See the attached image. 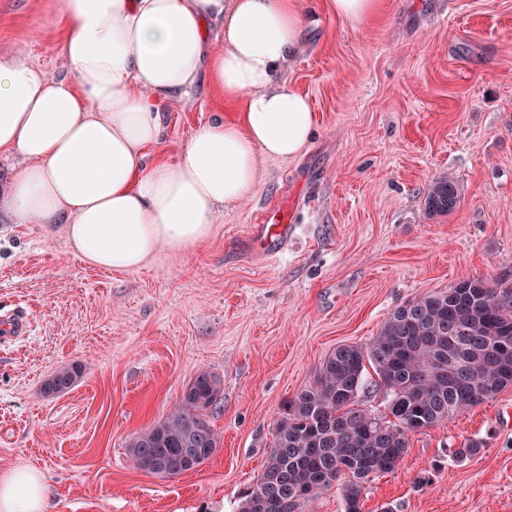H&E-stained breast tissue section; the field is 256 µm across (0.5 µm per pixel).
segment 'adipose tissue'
Segmentation results:
<instances>
[{
  "label": "adipose tissue",
  "instance_id": "1",
  "mask_svg": "<svg viewBox=\"0 0 512 512\" xmlns=\"http://www.w3.org/2000/svg\"><path fill=\"white\" fill-rule=\"evenodd\" d=\"M71 75L0 58V152L23 165L6 205L22 224L63 225L72 252L111 270L159 249L188 253L219 210L246 200L262 158L297 156L315 114L283 79L300 50V0H59ZM224 46L207 50L208 23ZM209 83L243 101L242 122L200 125L174 161L147 163L163 106ZM29 468L0 474V512H46Z\"/></svg>",
  "mask_w": 512,
  "mask_h": 512
}]
</instances>
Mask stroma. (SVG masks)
I'll return each instance as SVG.
<instances>
[{
    "label": "stroma",
    "instance_id": "35a3bbf8",
    "mask_svg": "<svg viewBox=\"0 0 512 512\" xmlns=\"http://www.w3.org/2000/svg\"><path fill=\"white\" fill-rule=\"evenodd\" d=\"M304 3L285 78L313 107V135L296 157L263 159L251 195L192 252L97 269L62 225L0 212V313L32 324L0 345V473L41 470L50 512H235L286 402L336 347L367 345L424 293L512 276V0H377L357 23ZM63 37L59 0H0V57L59 78ZM239 111L208 85L173 100L157 154L174 159L199 125ZM441 176L459 202L433 214ZM292 197L297 228L264 258L251 228ZM74 366L70 390L42 393ZM204 370L222 381L218 450L176 477L142 470L129 440ZM471 439L483 448L456 459ZM362 512H512V387L411 435L398 467L367 482Z\"/></svg>",
    "mask_w": 512,
    "mask_h": 512
}]
</instances>
